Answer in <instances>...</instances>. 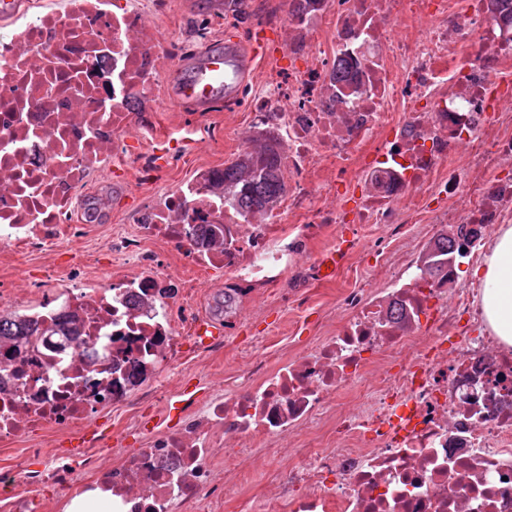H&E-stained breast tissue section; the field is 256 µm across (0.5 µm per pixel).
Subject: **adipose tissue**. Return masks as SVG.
I'll return each instance as SVG.
<instances>
[{
	"label": "adipose tissue",
	"instance_id": "adipose-tissue-1",
	"mask_svg": "<svg viewBox=\"0 0 512 512\" xmlns=\"http://www.w3.org/2000/svg\"><path fill=\"white\" fill-rule=\"evenodd\" d=\"M489 325L512 345V225H500L479 275Z\"/></svg>",
	"mask_w": 512,
	"mask_h": 512
}]
</instances>
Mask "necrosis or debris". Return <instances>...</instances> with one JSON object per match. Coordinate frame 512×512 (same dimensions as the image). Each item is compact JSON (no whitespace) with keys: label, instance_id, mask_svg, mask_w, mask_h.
Listing matches in <instances>:
<instances>
[{"label":"necrosis or debris","instance_id":"1","mask_svg":"<svg viewBox=\"0 0 512 512\" xmlns=\"http://www.w3.org/2000/svg\"><path fill=\"white\" fill-rule=\"evenodd\" d=\"M512 0H286L281 34L305 66L270 73L246 97L250 175L279 158L283 192L241 209L212 169L146 197L112 229L108 266L74 262L33 295L0 289V316L36 324L31 342L0 338V445L39 458L49 432L77 435L78 454L43 469L16 464L45 494L10 512H63L101 489L112 512H224L247 467L268 478L259 512H512V346L488 326L477 291L457 285L499 225L512 223ZM0 42V260L58 255L94 232L81 193L151 135L141 106L178 46L141 12L112 0L16 9ZM344 224L378 228L365 249L342 240L332 274L309 258ZM432 225L416 240L412 227ZM463 244L442 248L447 234ZM177 251L198 275L177 278ZM385 274L357 275L368 257ZM436 275H428V268ZM224 282L209 316L206 273ZM353 274L317 341H268L243 371L223 368L239 311L282 295L311 308L312 285ZM70 320L75 335L54 330ZM223 336L199 337L203 322ZM218 394L188 397L174 425L150 427L170 369ZM122 412L140 434L128 453L97 421Z\"/></svg>","mask_w":512,"mask_h":512}]
</instances>
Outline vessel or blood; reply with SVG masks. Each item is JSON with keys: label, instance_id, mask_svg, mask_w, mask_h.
Listing matches in <instances>:
<instances>
[{"label": "vessel or blood", "instance_id": "obj_1", "mask_svg": "<svg viewBox=\"0 0 512 512\" xmlns=\"http://www.w3.org/2000/svg\"><path fill=\"white\" fill-rule=\"evenodd\" d=\"M264 38L254 34L249 54H241L235 42L208 50L184 65L185 75L175 89L183 107L209 112L236 93L253 59L264 53Z\"/></svg>", "mask_w": 512, "mask_h": 512}]
</instances>
